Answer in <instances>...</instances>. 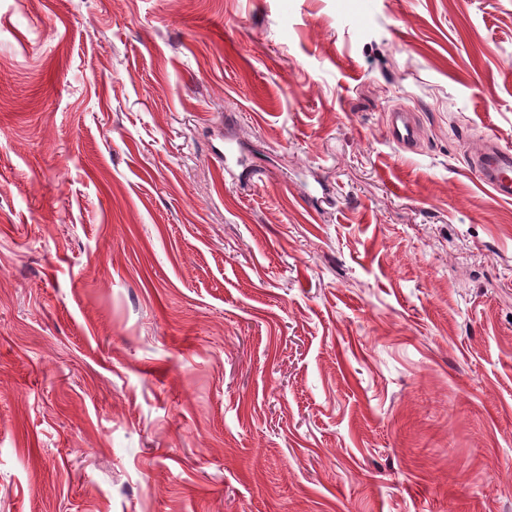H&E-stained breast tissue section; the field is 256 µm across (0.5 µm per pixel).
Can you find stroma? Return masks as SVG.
<instances>
[{
    "label": "stroma",
    "instance_id": "35a3bbf8",
    "mask_svg": "<svg viewBox=\"0 0 512 512\" xmlns=\"http://www.w3.org/2000/svg\"><path fill=\"white\" fill-rule=\"evenodd\" d=\"M489 140L512 0H0V512H512ZM389 140L400 149L415 151L419 142V126L413 113L404 108H393L387 113Z\"/></svg>",
    "mask_w": 512,
    "mask_h": 512
}]
</instances>
